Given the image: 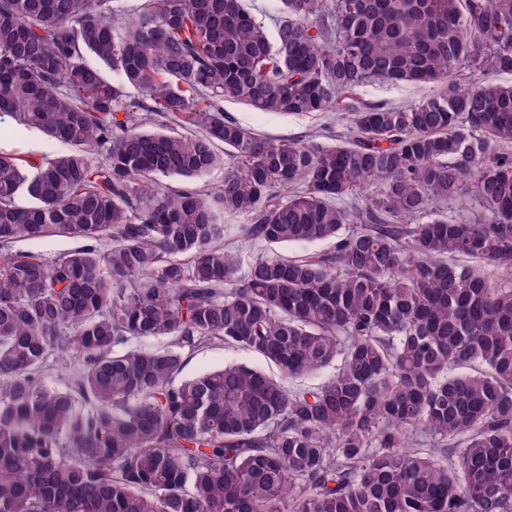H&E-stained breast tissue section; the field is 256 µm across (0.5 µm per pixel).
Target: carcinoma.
Listing matches in <instances>:
<instances>
[{
	"instance_id": "carcinoma-1",
	"label": "carcinoma",
	"mask_w": 512,
	"mask_h": 512,
	"mask_svg": "<svg viewBox=\"0 0 512 512\" xmlns=\"http://www.w3.org/2000/svg\"><path fill=\"white\" fill-rule=\"evenodd\" d=\"M111 3L0 0V112L70 146L30 178L0 154V512H512V82L485 79L512 0H283L274 43L243 0ZM370 81L437 89L356 105ZM226 100L354 136H260ZM217 165L211 199L158 181ZM465 190L490 219H429ZM217 205L332 246L241 278ZM216 340L277 372L181 379ZM142 117L146 118V123L142 126L143 129L146 130H161L164 132H168L171 134H183L189 135L193 130L187 125H183L177 120H172L169 117H164L160 113L157 112H141ZM76 245L75 241L65 237H54L49 238L45 241L39 243H26L21 242L17 243L13 250L21 249V250H29L40 252L44 254L48 258L55 257L61 253L69 251Z\"/></svg>"
}]
</instances>
